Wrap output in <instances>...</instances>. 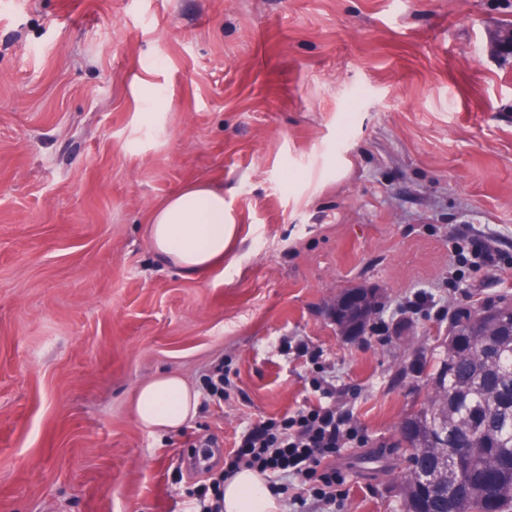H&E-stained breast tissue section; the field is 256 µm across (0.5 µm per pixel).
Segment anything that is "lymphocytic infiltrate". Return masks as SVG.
<instances>
[{
    "label": "lymphocytic infiltrate",
    "instance_id": "1",
    "mask_svg": "<svg viewBox=\"0 0 512 512\" xmlns=\"http://www.w3.org/2000/svg\"><path fill=\"white\" fill-rule=\"evenodd\" d=\"M358 433L349 410L335 404H305L281 420H254L240 435L235 448L223 457L224 477L248 468L266 477L275 496L288 491L289 479H298L317 505L344 497L337 476L336 458Z\"/></svg>",
    "mask_w": 512,
    "mask_h": 512
}]
</instances>
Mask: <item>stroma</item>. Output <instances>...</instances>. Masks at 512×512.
Instances as JSON below:
<instances>
[{
	"label": "stroma",
	"mask_w": 512,
	"mask_h": 512,
	"mask_svg": "<svg viewBox=\"0 0 512 512\" xmlns=\"http://www.w3.org/2000/svg\"><path fill=\"white\" fill-rule=\"evenodd\" d=\"M505 20L512 0H0V512H185L212 478L191 443L233 448L319 378L360 430L348 495L296 482L278 512H403L418 361L458 309L512 299ZM198 180L234 236L189 277L148 217ZM349 288L381 298L355 339L328 312ZM161 374L200 393L171 433L134 410ZM231 386L228 375L224 373L223 365H215L207 376L208 396L221 403L224 401L225 396H227V390Z\"/></svg>",
	"instance_id": "35a3bbf8"
}]
</instances>
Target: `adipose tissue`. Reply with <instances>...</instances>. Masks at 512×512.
Returning a JSON list of instances; mask_svg holds the SVG:
<instances>
[{
  "label": "adipose tissue",
  "mask_w": 512,
  "mask_h": 512,
  "mask_svg": "<svg viewBox=\"0 0 512 512\" xmlns=\"http://www.w3.org/2000/svg\"><path fill=\"white\" fill-rule=\"evenodd\" d=\"M153 252L189 276H201L224 260L232 233L225 221L224 189L197 182L172 194L149 220ZM199 395L186 381L163 374L140 387L135 396L137 419L146 428L169 432L198 411ZM277 500L262 477L243 469L224 483V512H276Z\"/></svg>",
  "instance_id": "adipose-tissue-1"
}]
</instances>
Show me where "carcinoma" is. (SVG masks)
<instances>
[{"instance_id": "carcinoma-1", "label": "carcinoma", "mask_w": 512, "mask_h": 512, "mask_svg": "<svg viewBox=\"0 0 512 512\" xmlns=\"http://www.w3.org/2000/svg\"><path fill=\"white\" fill-rule=\"evenodd\" d=\"M476 316L460 311L419 364L434 397L403 421L404 512H512V322L492 331ZM466 329L480 342L465 354L453 334ZM459 448L461 471L450 460Z\"/></svg>"}]
</instances>
